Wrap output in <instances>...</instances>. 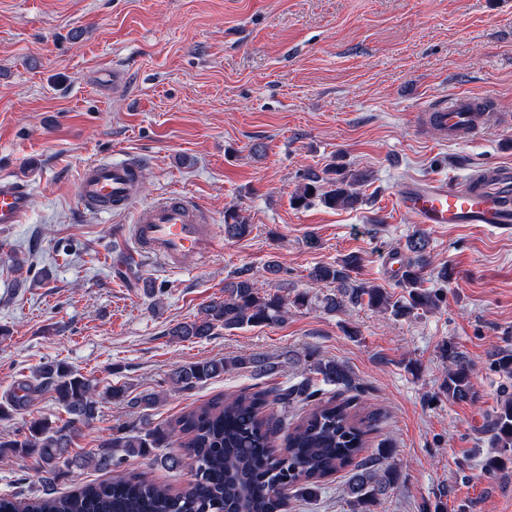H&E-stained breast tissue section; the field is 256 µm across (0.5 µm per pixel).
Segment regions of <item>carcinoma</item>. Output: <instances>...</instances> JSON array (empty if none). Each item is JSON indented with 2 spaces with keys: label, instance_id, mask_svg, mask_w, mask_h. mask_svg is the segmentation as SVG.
Wrapping results in <instances>:
<instances>
[{
  "label": "carcinoma",
  "instance_id": "obj_1",
  "mask_svg": "<svg viewBox=\"0 0 512 512\" xmlns=\"http://www.w3.org/2000/svg\"><path fill=\"white\" fill-rule=\"evenodd\" d=\"M303 179L305 183L292 197L294 207L305 208L317 198L328 208L354 209L362 203L358 186L367 182V175L332 163L323 174L309 171ZM249 232L250 225L236 211L224 214L225 238H243ZM426 248L422 235L408 241L407 249L414 256L401 261L397 278V286L408 294L403 300L393 298L384 288L357 281L361 257L355 253L333 264L314 267L309 278L314 284L336 288L335 293L323 298L324 308L329 311L347 302L397 319L418 310L429 312L443 302V293L424 287L429 266ZM286 306L282 295L263 289L249 270L242 269L224 285V296L204 305L193 320L172 327L168 335L189 341L222 329L268 325L284 318ZM442 357L450 363L443 392L453 401L475 400L477 391L469 365L456 346L444 343ZM308 358L310 373L321 376L323 383L352 388V378L342 365L325 362L312 353ZM238 367H251L258 375L274 369L254 358L211 359L178 366L171 382L179 390H191ZM45 389L56 394L67 420L54 425L46 419L32 418L24 435L0 440L1 460L36 458L43 492L24 502L0 496V512H288L290 498L318 496L324 483L343 471L350 473L346 490L349 512H371L377 497L399 478L395 468L384 465L392 453L386 442L368 452L375 418L359 413L355 397L341 402L324 398L322 389L310 377L275 389L250 388L227 398H213L172 422L120 425L91 456L73 455L70 448L79 425L96 418L100 396L130 408H148L158 402L159 395L151 392L132 397L124 385L101 392L95 381L53 363L42 368L38 384L22 387V394L0 405V417L24 410L32 396ZM298 403L308 406V412L288 432L285 447L279 448L276 434L283 419L270 411V405L277 404L286 413ZM490 427L497 455L486 461L487 475L512 461V396L500 402ZM175 446L179 450L171 451ZM161 448L169 452L157 454ZM124 456L147 458L171 470L179 469L183 460L190 458L194 479L178 493L155 484L142 473L121 472L106 481L77 482L62 495L49 490L59 477L74 475L78 470L117 468Z\"/></svg>",
  "mask_w": 512,
  "mask_h": 512
}]
</instances>
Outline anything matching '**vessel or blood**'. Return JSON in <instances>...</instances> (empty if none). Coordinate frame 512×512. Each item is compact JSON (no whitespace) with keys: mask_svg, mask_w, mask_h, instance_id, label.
Segmentation results:
<instances>
[{"mask_svg":"<svg viewBox=\"0 0 512 512\" xmlns=\"http://www.w3.org/2000/svg\"><path fill=\"white\" fill-rule=\"evenodd\" d=\"M494 117L482 103L460 94L425 107L417 115V124L436 126L449 139L458 140L481 134ZM141 174L137 163L95 161L83 168L75 194L84 208L99 212L135 207L133 224L124 228L132 242L129 261L156 259L176 270L185 257L209 258L219 244L209 218L189 196L178 192L136 207ZM398 202L421 224L510 225L512 166H483L455 186L409 182L401 187ZM30 205L25 184L0 178V224L23 223Z\"/></svg>","mask_w":512,"mask_h":512,"instance_id":"1","label":"vessel or blood"}]
</instances>
